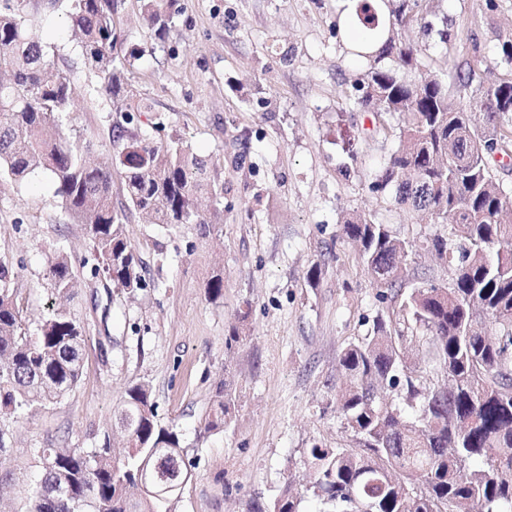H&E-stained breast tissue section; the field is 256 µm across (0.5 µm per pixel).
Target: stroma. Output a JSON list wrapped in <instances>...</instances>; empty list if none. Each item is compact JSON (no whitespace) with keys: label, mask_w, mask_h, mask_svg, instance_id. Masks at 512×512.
I'll return each instance as SVG.
<instances>
[{"label":"stroma","mask_w":512,"mask_h":512,"mask_svg":"<svg viewBox=\"0 0 512 512\" xmlns=\"http://www.w3.org/2000/svg\"><path fill=\"white\" fill-rule=\"evenodd\" d=\"M163 47L127 0V45L141 51L128 81L152 105L131 132L153 141L177 134L210 163L221 189L220 232L197 224L167 228L128 211L146 286L129 294L90 279L81 261L89 242L70 223L44 173L23 185L0 181V258L16 272L23 323L36 327L57 296L46 279L49 246L71 256L79 281L63 302L86 331L83 375L60 400L7 426L0 452V512H28L44 448L118 443L114 412L129 387L144 383L158 418L179 433L192 478L171 512H265L288 480L307 481L313 443L346 444L336 413L344 382L342 348L370 333L380 309L343 219L364 213L415 244L411 269L447 285L450 272L427 240L453 239L447 224L409 213L370 183L394 149L374 132L375 116L352 111L355 57L336 0H178ZM448 41L429 45L425 72L468 100L488 84L499 39L512 35V0H441ZM35 30L75 86L68 133L95 143L111 162L116 119L101 82L84 66L65 10L29 0ZM349 175H342V167ZM320 266L321 276L307 274ZM224 278V295L206 286ZM233 344H226L230 333ZM233 392L223 430L205 432L220 386Z\"/></svg>","instance_id":"35a3bbf8"}]
</instances>
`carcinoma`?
Here are the masks:
<instances>
[{"label": "carcinoma", "instance_id": "obj_1", "mask_svg": "<svg viewBox=\"0 0 512 512\" xmlns=\"http://www.w3.org/2000/svg\"><path fill=\"white\" fill-rule=\"evenodd\" d=\"M26 0H0V177L17 183L47 174L62 207L85 226L90 245L84 265L95 278L130 293L144 287L143 268L126 238L127 214L112 206V168L92 167L93 144L70 139V76L48 58L25 14ZM69 17L86 68L101 80L111 111L149 112L129 88L127 72L139 59L125 46V0H69ZM147 30L161 38L172 23L175 0H139ZM439 0H358L362 29L378 32L376 50L353 54L366 62L349 97L363 112L399 117L376 132L398 144L370 184L395 200L456 227V241L436 237L430 248L452 271L448 286L407 288L412 244L366 214L342 224V237L359 246L363 264L385 305L372 334L348 343L338 366L350 384L336 390V413L355 444L314 443L307 449L313 479L287 483L271 512H300L310 498L318 512H512V192L492 171L497 157L512 156V37L496 61L508 66L495 82L461 104L438 77H426L427 44L412 38H448ZM484 115L472 125L471 113ZM115 157L127 207L166 226L224 223L219 200L209 215L196 201L209 191V163L178 135L150 142L117 122ZM51 288L70 296L77 288L70 256L55 250L48 261ZM425 349L433 365L411 370L405 343ZM85 336L67 310L54 308L31 331L15 300V273L0 259V423L59 399L79 383ZM219 392L204 429L218 431L229 414ZM136 422L126 448L110 443L41 450L43 474L31 512H169L175 493L141 489L140 468L155 467L158 486L182 488L191 476L178 433L162 424L149 386L133 385L118 411ZM70 495L62 497L58 488Z\"/></svg>", "mask_w": 512, "mask_h": 512}]
</instances>
